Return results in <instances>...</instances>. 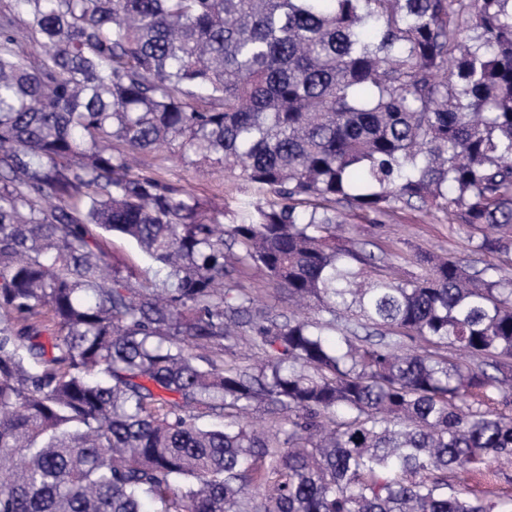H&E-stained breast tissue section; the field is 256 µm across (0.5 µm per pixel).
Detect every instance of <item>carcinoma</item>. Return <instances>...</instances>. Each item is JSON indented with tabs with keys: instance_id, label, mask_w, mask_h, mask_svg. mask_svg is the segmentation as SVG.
Masks as SVG:
<instances>
[{
	"instance_id": "obj_1",
	"label": "carcinoma",
	"mask_w": 512,
	"mask_h": 512,
	"mask_svg": "<svg viewBox=\"0 0 512 512\" xmlns=\"http://www.w3.org/2000/svg\"><path fill=\"white\" fill-rule=\"evenodd\" d=\"M173 142L275 200L226 226L133 174ZM417 204L512 268V0H11L0 512H512L448 491L512 462L483 408L512 395V276L368 271L336 235ZM101 230L165 278L109 268ZM237 265L318 314L279 320ZM242 339L258 364L224 363Z\"/></svg>"
}]
</instances>
